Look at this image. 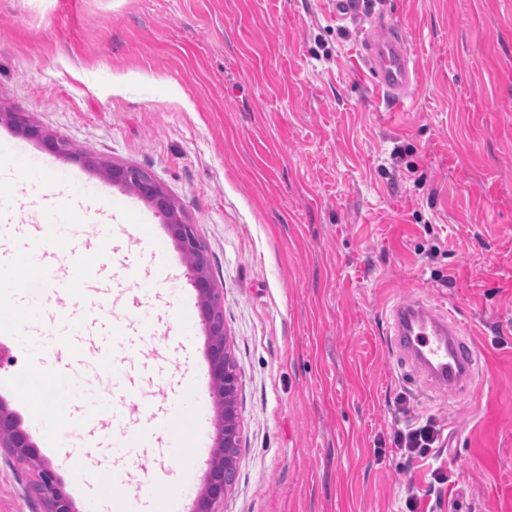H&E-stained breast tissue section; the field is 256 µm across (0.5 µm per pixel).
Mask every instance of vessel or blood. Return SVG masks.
I'll return each mask as SVG.
<instances>
[{
  "label": "vessel or blood",
  "mask_w": 512,
  "mask_h": 512,
  "mask_svg": "<svg viewBox=\"0 0 512 512\" xmlns=\"http://www.w3.org/2000/svg\"><path fill=\"white\" fill-rule=\"evenodd\" d=\"M363 60L376 85L392 99L400 101L407 97L416 76V62L402 38L386 30L367 36ZM74 216V210L62 208L38 227L42 248L34 252L32 261L39 296L49 300L60 295L83 294L89 283L107 271L122 282L137 281L138 274L132 268L111 271L103 263L86 264L70 274L60 272L54 255L62 226L73 223ZM391 320L394 347L412 363L427 388L453 398L475 392L480 382L481 356L453 310L421 299L406 300L392 307ZM96 322V316L70 313H57L45 320L43 338L34 353L42 378L76 388L72 363L83 355L78 338ZM156 341L154 321L143 315L138 327L119 325L112 334L103 335L93 356L99 368L111 378L113 388L121 390L125 387L121 361L135 349L154 346ZM101 417L111 421L112 429L99 435L98 444L127 459L137 460L141 448L154 438L161 426L171 432L169 455L178 457L185 450V442L173 434L182 417L181 411L174 408L161 416L144 413L138 425L132 427L125 414L114 408L110 396L78 391L76 399L61 400L59 409L52 414L58 430L80 431Z\"/></svg>",
  "instance_id": "vessel-or-blood-1"
}]
</instances>
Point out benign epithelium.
Segmentation results:
<instances>
[{
  "label": "benign epithelium",
  "mask_w": 512,
  "mask_h": 512,
  "mask_svg": "<svg viewBox=\"0 0 512 512\" xmlns=\"http://www.w3.org/2000/svg\"><path fill=\"white\" fill-rule=\"evenodd\" d=\"M8 116L11 123L25 135L42 136L40 130L28 122L24 113L10 112ZM106 176L114 183L133 187L139 197L149 201L167 224L180 251L187 257V274L197 292L201 322L209 337L208 372L212 401L218 411L214 450L204 486L195 501L194 512H222L224 497L235 480L240 452V422L239 375L224 330L221 288L210 276L205 247L194 225L185 222L180 207L154 178L138 168L127 166L109 167ZM0 447L9 449L21 460H37V452L29 436L18 427L12 415L1 404ZM36 489L47 503L48 512H75L71 500L62 492L52 470H39Z\"/></svg>",
  "instance_id": "7a95c632"
}]
</instances>
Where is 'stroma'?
<instances>
[{"instance_id": "1", "label": "stroma", "mask_w": 512, "mask_h": 512, "mask_svg": "<svg viewBox=\"0 0 512 512\" xmlns=\"http://www.w3.org/2000/svg\"><path fill=\"white\" fill-rule=\"evenodd\" d=\"M340 23L332 0H0V140L28 160L50 155L82 188L36 174L5 195L26 242L50 203L90 213L67 227L65 259L116 236L150 278L114 291L138 305L159 340L129 368L137 409L192 400L208 382L209 340L180 249L154 209L155 252L127 188L108 167L149 172L193 224L221 287L239 373L240 454L223 512H512V0H362ZM389 24L417 62L401 103L363 67L361 45ZM25 112L71 154H48L7 117ZM418 297L452 308L483 355L475 397L426 390L392 347L391 307ZM0 402L35 445L31 464L0 448V512H47L34 492L51 469L77 512H112V490L83 433L45 446L40 403L21 388L37 370L21 336L0 335ZM432 418L438 440L407 458L393 437ZM167 434L129 463L137 512H154L155 477L192 512L212 454L184 470ZM442 468L449 483L430 486Z\"/></svg>"}]
</instances>
